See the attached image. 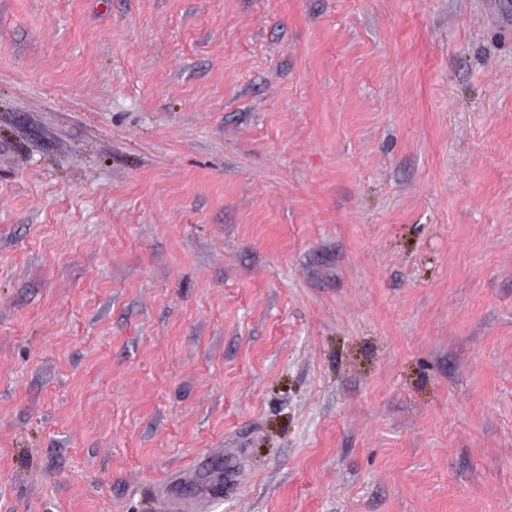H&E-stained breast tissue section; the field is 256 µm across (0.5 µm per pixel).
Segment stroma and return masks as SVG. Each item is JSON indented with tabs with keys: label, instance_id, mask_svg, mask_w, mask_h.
Masks as SVG:
<instances>
[{
	"label": "stroma",
	"instance_id": "obj_1",
	"mask_svg": "<svg viewBox=\"0 0 512 512\" xmlns=\"http://www.w3.org/2000/svg\"><path fill=\"white\" fill-rule=\"evenodd\" d=\"M491 0H0V512H512Z\"/></svg>",
	"mask_w": 512,
	"mask_h": 512
}]
</instances>
